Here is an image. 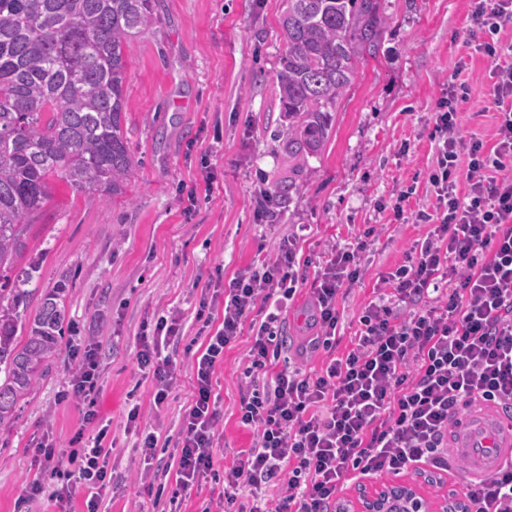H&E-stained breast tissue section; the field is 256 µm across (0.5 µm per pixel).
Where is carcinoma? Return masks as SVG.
Here are the masks:
<instances>
[{"instance_id":"1","label":"carcinoma","mask_w":512,"mask_h":512,"mask_svg":"<svg viewBox=\"0 0 512 512\" xmlns=\"http://www.w3.org/2000/svg\"><path fill=\"white\" fill-rule=\"evenodd\" d=\"M152 25L151 0H0V425L49 370L66 319L62 287L27 318L37 262L17 265L25 221L55 176L77 192L123 193L135 167L124 50ZM381 28L380 0H286L277 80L289 156L322 150L331 109Z\"/></svg>"}]
</instances>
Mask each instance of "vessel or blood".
<instances>
[{
  "label": "vessel or blood",
  "instance_id": "obj_1",
  "mask_svg": "<svg viewBox=\"0 0 512 512\" xmlns=\"http://www.w3.org/2000/svg\"><path fill=\"white\" fill-rule=\"evenodd\" d=\"M505 416L495 408L459 418L448 432V445L469 465V479L492 473L505 457L512 455V433L504 430Z\"/></svg>",
  "mask_w": 512,
  "mask_h": 512
}]
</instances>
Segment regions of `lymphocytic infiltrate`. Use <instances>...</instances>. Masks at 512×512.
Instances as JSON below:
<instances>
[{
    "instance_id": "1",
    "label": "lymphocytic infiltrate",
    "mask_w": 512,
    "mask_h": 512,
    "mask_svg": "<svg viewBox=\"0 0 512 512\" xmlns=\"http://www.w3.org/2000/svg\"><path fill=\"white\" fill-rule=\"evenodd\" d=\"M512 24V0H476L468 44L494 65L492 104L496 142L462 137L459 114L465 84L449 82L437 105L431 137L436 164L428 181L434 213L419 212L430 227L404 264L384 275L392 285L365 307L353 347L330 358L323 374L275 369L280 313L296 293V244L286 239L272 263L234 277L224 290V319L191 362V402L183 415L177 483L188 488L214 472L213 448L220 419L212 396L215 368L234 344L256 302L272 305L246 358L250 392L239 421L252 430V448L224 468V504L237 512H330L348 477L398 474L428 465L448 468V429L473 402L512 409V43L501 33ZM375 227L355 244L332 248L318 264L310 301L316 333L312 347L336 346V298L361 275V254ZM447 282L448 291L432 295ZM179 320L159 317L141 334L137 361L157 381L155 409L168 399L163 338L176 336ZM99 430L92 447L69 457L44 442L42 470L57 477L70 465L75 483L90 489L87 512H98L107 484V450ZM285 484L281 499L237 506L239 488ZM471 512H512V460L466 484Z\"/></svg>"
}]
</instances>
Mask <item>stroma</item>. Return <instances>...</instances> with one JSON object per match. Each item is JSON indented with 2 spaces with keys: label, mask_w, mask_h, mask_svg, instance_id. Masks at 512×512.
I'll use <instances>...</instances> for the list:
<instances>
[{
  "label": "stroma",
  "mask_w": 512,
  "mask_h": 512,
  "mask_svg": "<svg viewBox=\"0 0 512 512\" xmlns=\"http://www.w3.org/2000/svg\"><path fill=\"white\" fill-rule=\"evenodd\" d=\"M472 0H381L383 28L376 54L365 56L337 100L321 153L297 174L288 171L277 70L286 44L283 0H151L153 26L125 51L124 134L136 162L122 195L76 192L52 179L41 210L31 219L27 259L37 260L33 287L64 286L66 320L49 371L19 401L13 421L0 426V512H86L88 493L74 488L66 508L49 494L23 502V489L40 478L37 443L54 439L70 452L76 435L91 438L104 426L112 447L110 482L99 512H221L213 480L189 490L176 485L181 419L190 403L188 345L207 334L196 312L218 280L273 260L284 238H296V260L318 264L331 246L355 242L366 225L377 237L362 258L359 283L338 296L337 354L352 345L358 318L377 295L380 274L402 264L411 245L425 237V224H396L390 206L402 191L409 212L433 211L427 184L436 160L430 138L432 114L460 72L470 100L462 136L493 143V65L466 45ZM211 170L210 197L189 199L187 186ZM295 179L289 196L280 187ZM276 215L259 219L263 195ZM179 317L180 339L163 351L173 381L167 406L152 411L155 381L136 356L144 322ZM260 309L245 318L239 340L224 351L212 380L223 414L214 449L223 470L251 448L252 431L239 422L242 368ZM309 293L298 288L281 314L280 365L316 376L325 349L308 351ZM95 348L100 378L88 402L63 400L78 364ZM158 437L144 460L141 432L127 423L132 406ZM95 407L97 419L85 423ZM439 482L410 470L381 474L388 484H412L433 506L462 491L463 458Z\"/></svg>",
  "instance_id": "1"
}]
</instances>
